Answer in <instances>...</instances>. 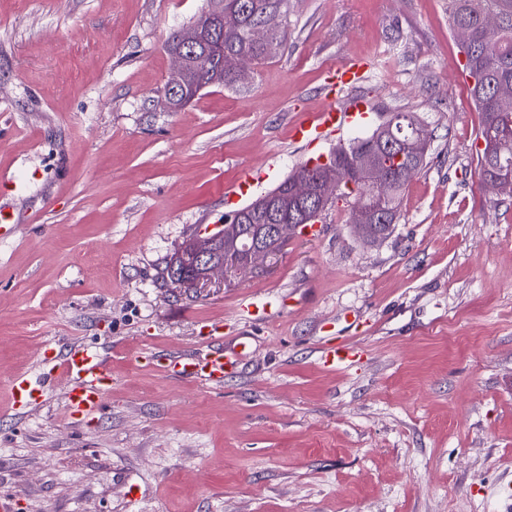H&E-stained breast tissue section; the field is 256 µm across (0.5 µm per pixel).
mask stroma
<instances>
[{
	"mask_svg": "<svg viewBox=\"0 0 512 512\" xmlns=\"http://www.w3.org/2000/svg\"><path fill=\"white\" fill-rule=\"evenodd\" d=\"M205 0H0V494L15 512H512V200L479 176L481 114L448 0H289L288 40L239 87L157 100L169 35ZM360 59L368 136L414 112L429 162L384 241L339 203L267 268L198 293L170 256L308 161L291 126ZM263 178L231 189L244 170ZM262 308L243 314V304ZM224 384L167 371L215 344ZM353 359L326 361L338 344ZM94 347L102 414L44 356ZM10 389L14 405L18 407H26L35 403L42 397L43 391L24 375L14 378Z\"/></svg>",
	"mask_w": 512,
	"mask_h": 512,
	"instance_id": "obj_1",
	"label": "stroma"
}]
</instances>
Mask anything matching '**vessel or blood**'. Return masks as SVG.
<instances>
[{"label": "vessel or blood", "instance_id": "1", "mask_svg": "<svg viewBox=\"0 0 512 512\" xmlns=\"http://www.w3.org/2000/svg\"><path fill=\"white\" fill-rule=\"evenodd\" d=\"M361 76V65L343 64L330 71L327 86L332 89L339 85H352ZM367 108V103L354 98L346 102L330 100L321 112L293 124L291 138L308 145L317 143L355 125L364 118ZM228 365L223 349L218 347L201 357L177 363L179 374L214 385L223 383ZM55 371L71 384L66 397L69 414L94 415L102 410L106 394L112 386V375L95 349L82 344L71 346L56 364ZM11 394L15 406L25 407L38 401L42 390L21 375L13 379Z\"/></svg>", "mask_w": 512, "mask_h": 512}]
</instances>
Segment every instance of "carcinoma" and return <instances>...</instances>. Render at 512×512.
Listing matches in <instances>:
<instances>
[{
    "mask_svg": "<svg viewBox=\"0 0 512 512\" xmlns=\"http://www.w3.org/2000/svg\"><path fill=\"white\" fill-rule=\"evenodd\" d=\"M287 0H225L224 21L213 23L212 42L197 50L198 63L191 67L198 85L208 86L214 80H224L226 86H236L234 66L238 57L247 56L258 63L267 58L265 49L252 41L253 25L274 10L286 7ZM486 15H496L501 20L499 29L488 34L482 20ZM450 26L465 24L470 29V43L462 47L465 57L464 70L469 78V95L479 112L481 127L479 137L494 138L492 157L478 154L480 178L491 175L495 167L512 168V111L504 112L495 101L497 88L512 84V0H448ZM392 118L400 119L403 137L414 138L424 128V123L412 112H395ZM385 134V126L378 127L371 135L357 138L346 146L336 148L333 155L343 162L353 160L377 146ZM288 179H283L275 190L282 193L288 216L300 218L305 204L286 195ZM408 179L394 177L393 185L384 197L375 195L362 177L352 176L351 184H342L340 196L350 208L361 201L373 218L366 231L373 236L384 231L382 225L400 219V201Z\"/></svg>",
    "mask_w": 512,
    "mask_h": 512,
    "instance_id": "carcinoma-1",
    "label": "carcinoma"
}]
</instances>
